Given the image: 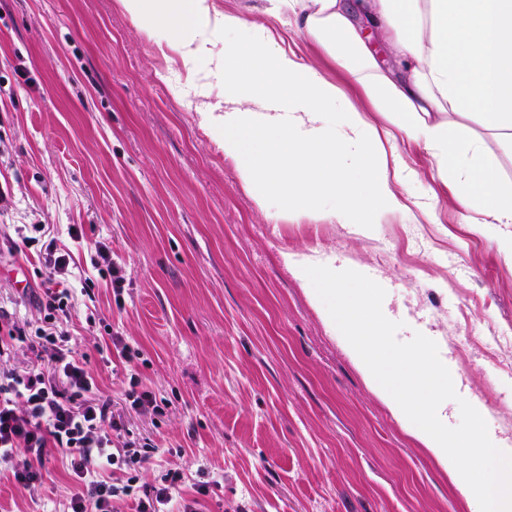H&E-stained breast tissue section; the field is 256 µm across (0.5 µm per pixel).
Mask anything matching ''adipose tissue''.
Listing matches in <instances>:
<instances>
[{
  "mask_svg": "<svg viewBox=\"0 0 512 512\" xmlns=\"http://www.w3.org/2000/svg\"><path fill=\"white\" fill-rule=\"evenodd\" d=\"M271 14L342 68L360 106L270 27L214 0H116L147 37L166 33L188 73L206 60L224 97L196 105L256 206L270 218L428 214L418 172L391 167L397 140L425 150L468 224H497L512 259V0H270ZM392 63H379L366 33ZM384 120L376 122L372 114Z\"/></svg>",
  "mask_w": 512,
  "mask_h": 512,
  "instance_id": "ef3b65f1",
  "label": "adipose tissue"
}]
</instances>
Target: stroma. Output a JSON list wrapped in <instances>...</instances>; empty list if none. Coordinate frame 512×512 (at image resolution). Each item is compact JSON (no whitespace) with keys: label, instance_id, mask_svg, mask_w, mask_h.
<instances>
[{"label":"stroma","instance_id":"obj_1","mask_svg":"<svg viewBox=\"0 0 512 512\" xmlns=\"http://www.w3.org/2000/svg\"><path fill=\"white\" fill-rule=\"evenodd\" d=\"M248 11L338 84L342 69L267 0H216ZM175 46L145 39L114 0H0V226L41 224L92 278L79 292L70 344L122 404L127 384L98 353L110 336L139 347L142 388L171 401L135 420L164 453L144 465L187 483L223 477L207 512H469L448 474L393 416L283 262H336L386 291L399 341L434 340L478 398L489 429L512 439V261L497 228L465 224L461 205L432 203V223L388 214L370 226L268 218L186 102ZM83 237L71 241L70 225ZM105 242L121 296L89 248ZM35 258L0 256V301L32 296ZM99 321L86 329L85 315ZM61 461L39 493L0 485V512H53L67 495Z\"/></svg>","mask_w":512,"mask_h":512}]
</instances>
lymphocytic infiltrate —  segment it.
I'll list each match as a JSON object with an SVG mask.
<instances>
[{"mask_svg":"<svg viewBox=\"0 0 512 512\" xmlns=\"http://www.w3.org/2000/svg\"><path fill=\"white\" fill-rule=\"evenodd\" d=\"M41 230L38 224H17L0 239L11 255L38 248L48 271L35 296L37 326L19 324L0 307V481L35 490L46 463L57 455L70 479L61 512H204L209 483L188 492L183 475L166 470L152 485L139 486L140 470L160 449L135 431L132 419L164 415L170 402L140 388L134 376L139 353L116 336V357L130 380L125 411L114 410L87 355L70 347L63 328L75 300L56 281L69 276L70 255L55 239L41 237ZM19 342L31 359L23 368H4Z\"/></svg>","mask_w":512,"mask_h":512,"instance_id":"1","label":"lymphocytic infiltrate"}]
</instances>
